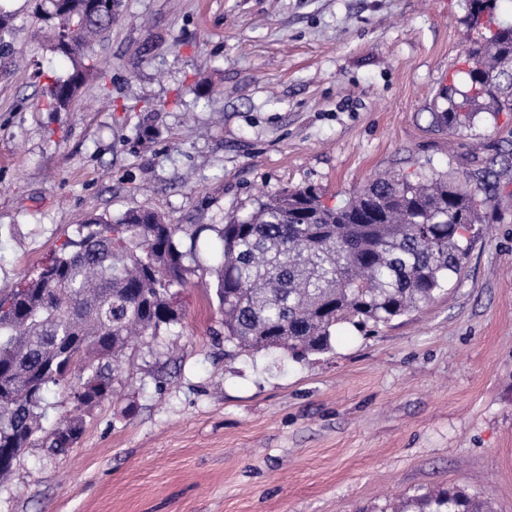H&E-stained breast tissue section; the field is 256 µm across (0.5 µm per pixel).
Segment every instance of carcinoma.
Returning a JSON list of instances; mask_svg holds the SVG:
<instances>
[{
	"instance_id": "1",
	"label": "carcinoma",
	"mask_w": 512,
	"mask_h": 512,
	"mask_svg": "<svg viewBox=\"0 0 512 512\" xmlns=\"http://www.w3.org/2000/svg\"><path fill=\"white\" fill-rule=\"evenodd\" d=\"M42 0V20L54 48L72 62L65 80L45 88L50 106L67 109L87 77L107 92L95 44L112 26L120 0ZM493 0H471L470 24L489 35L470 44L468 90L443 92L447 107L433 113L457 129L482 112H512V25L495 22ZM72 34L59 42L60 32ZM15 32L0 17V53L14 51ZM482 188L447 174L374 179L344 203L328 206L314 187L284 191L243 216L192 232L157 213L129 211L93 218L66 238L40 274L0 294V464L6 478L24 449L40 441L55 452L73 447L84 431L74 416L47 431V394L57 389L81 409L112 394V361L134 334L155 336L180 321L173 289L197 264L195 241L209 230L222 244L214 295L224 314V355L281 351L293 357L331 349L332 329L387 324L445 290L470 254L462 231L482 221ZM189 234L183 249L178 237ZM78 383H73V380ZM416 512H489L464 491L426 493Z\"/></svg>"
}]
</instances>
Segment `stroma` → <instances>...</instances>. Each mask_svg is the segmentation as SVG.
Wrapping results in <instances>:
<instances>
[{
    "mask_svg": "<svg viewBox=\"0 0 512 512\" xmlns=\"http://www.w3.org/2000/svg\"><path fill=\"white\" fill-rule=\"evenodd\" d=\"M35 0H0V293L90 217L206 225L180 325L135 339L75 448H27L0 512H393L457 487L512 512V112L458 130L432 114L458 77L469 0H122L67 110L72 65ZM486 183L460 281L302 359L224 356L203 283L212 224L314 186L329 204L380 174Z\"/></svg>",
    "mask_w": 512,
    "mask_h": 512,
    "instance_id": "stroma-1",
    "label": "stroma"
}]
</instances>
